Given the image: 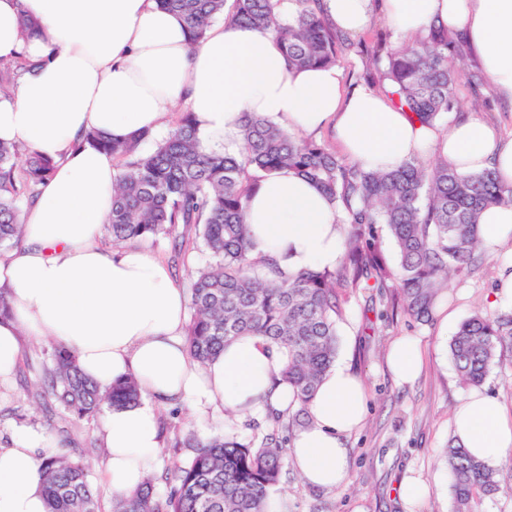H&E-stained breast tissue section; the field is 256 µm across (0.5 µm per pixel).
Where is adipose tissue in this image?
Returning a JSON list of instances; mask_svg holds the SVG:
<instances>
[{
	"label": "adipose tissue",
	"instance_id": "obj_1",
	"mask_svg": "<svg viewBox=\"0 0 512 512\" xmlns=\"http://www.w3.org/2000/svg\"><path fill=\"white\" fill-rule=\"evenodd\" d=\"M321 7L351 35L373 19V0H321ZM384 12L403 33L447 25L512 106V0H384ZM26 16L39 27L25 39ZM20 56L36 67L15 94L0 95V141L25 144L57 167L23 214L22 243L0 254V292L11 303L0 318V380L13 375L27 336L73 352L101 387L134 376L141 402L107 412L102 433L117 496L141 485L160 447V409L179 403L201 419L218 410H305L293 463L310 486L344 488L343 437L364 419L361 380L336 363L303 407L281 379L283 354L258 337H236L207 364L194 362L184 336L186 294L171 269L131 244L101 247L118 171L111 154L81 139L91 129L117 140L164 132L182 104L205 152L235 155L243 115L253 112L291 131L331 129L343 152L369 168L436 154L464 174L493 171L512 188V138L469 116L446 131L420 122L385 91L347 90L338 67L290 66L274 35L244 25L211 24L204 40L191 43L181 16L156 0H0V60ZM340 217L313 183L288 169L261 181L246 208L257 252L287 275L336 267ZM477 234L492 249L512 242V204L485 209ZM389 365L397 381L417 377L419 342L395 340ZM452 425L458 442L489 466L512 453V417L482 390L460 399ZM46 442L22 433L0 448V512H46Z\"/></svg>",
	"mask_w": 512,
	"mask_h": 512
}]
</instances>
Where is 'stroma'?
<instances>
[{
    "instance_id": "stroma-1",
    "label": "stroma",
    "mask_w": 512,
    "mask_h": 512,
    "mask_svg": "<svg viewBox=\"0 0 512 512\" xmlns=\"http://www.w3.org/2000/svg\"><path fill=\"white\" fill-rule=\"evenodd\" d=\"M397 42L396 29L384 11H377L368 29L337 51V65L347 87H362L371 81L375 52L380 45ZM459 83L457 109L440 121V128L450 129L458 117L472 115L492 122L504 137H512V106L495 98L490 84L475 92L467 78H460ZM511 255L512 247H499L467 274L449 280L443 303L426 322L416 321L402 306L392 305L394 281L348 296L338 322L336 359L362 379L368 392L364 422L346 439L350 482L341 490L315 489L303 482L294 466H284L272 493L276 512H451L444 450L456 443L451 414L467 389L451 363L449 343L458 321L472 312L503 310V303L494 301L493 294L502 266ZM448 311L454 312L456 322L444 330L440 319ZM401 336L420 340L423 359L419 377L405 384L393 379L387 364L389 345ZM50 348L47 341H26L14 375L0 383V446L8 445L18 431L35 430L54 444L67 439L75 456L94 449L91 481L101 512H112L114 496L99 438L103 418L77 421L61 412L47 416L42 400L32 394ZM482 388L512 413V350L498 352ZM161 418L167 428L154 468L158 475L174 473L192 457V449L176 446L177 438L190 433L205 438L230 430L246 442L255 434L247 414L231 419L217 414L199 422L186 405L178 404L163 411ZM408 476L420 478L430 487L429 496L411 511L398 497V484Z\"/></svg>"
}]
</instances>
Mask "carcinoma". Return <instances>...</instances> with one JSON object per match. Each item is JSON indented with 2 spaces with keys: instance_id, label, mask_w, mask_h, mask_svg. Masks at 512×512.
<instances>
[{
  "instance_id": "cac0c4a2",
  "label": "carcinoma",
  "mask_w": 512,
  "mask_h": 512,
  "mask_svg": "<svg viewBox=\"0 0 512 512\" xmlns=\"http://www.w3.org/2000/svg\"><path fill=\"white\" fill-rule=\"evenodd\" d=\"M177 12L191 40L205 38L213 19L270 30L288 61L299 67L336 63V43L347 36L318 11V0H158ZM463 43L442 26L421 37H402L398 46L375 57L379 85L395 88L396 102L427 122L457 108L456 64ZM35 63L21 58L0 68V94L13 91ZM240 156L205 152L184 112L162 139L147 132L117 141L90 131L85 142L112 154L120 168L112 211L103 232L112 245L190 236L208 255L190 271L191 317L186 338L191 357L203 364L224 345L250 334L285 351L283 380L305 404L338 351L337 321L343 296L388 278L397 281L407 310L426 322L444 298L448 281L475 265L486 250L477 237L480 212L512 203L492 172L462 174L439 158L430 165L415 159L392 171L370 170L327 146L301 139L253 113L242 125ZM56 162L17 144L0 141V251L20 239V215L52 175ZM288 168L307 177L343 211L344 254L336 268L284 276L269 258L253 254L245 223V203L260 179ZM394 241L398 264L389 267L380 233ZM512 348V311H477L465 319L449 345L465 386L484 383L497 352ZM49 394L79 420L104 408L137 404L141 392L132 378L101 393L81 372L76 357L54 346L34 394ZM305 409L269 415L272 431L247 443L232 434L189 437L195 449L177 468L169 491H153L148 477L133 493L113 502V512H269L270 491L289 457V435L306 425ZM286 432V436L279 433ZM452 512H480L486 498L512 496L499 470L462 446L448 448ZM41 476L47 512H100L89 468L62 450L43 455Z\"/></svg>"
}]
</instances>
